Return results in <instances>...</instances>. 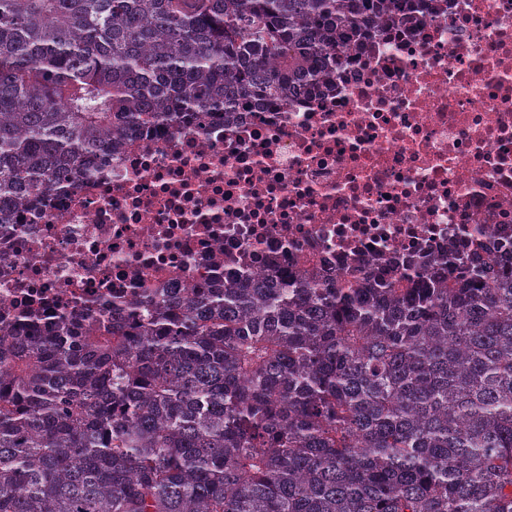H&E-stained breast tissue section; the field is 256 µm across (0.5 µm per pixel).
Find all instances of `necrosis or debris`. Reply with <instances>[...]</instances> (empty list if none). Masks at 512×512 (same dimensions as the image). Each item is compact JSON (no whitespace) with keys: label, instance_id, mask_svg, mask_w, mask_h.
Returning <instances> with one entry per match:
<instances>
[{"label":"necrosis or debris","instance_id":"obj_1","mask_svg":"<svg viewBox=\"0 0 512 512\" xmlns=\"http://www.w3.org/2000/svg\"><path fill=\"white\" fill-rule=\"evenodd\" d=\"M335 73L202 128L133 137L0 229V317L469 248L512 252V0H431Z\"/></svg>","mask_w":512,"mask_h":512}]
</instances>
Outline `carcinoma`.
<instances>
[{
	"instance_id": "obj_1",
	"label": "carcinoma",
	"mask_w": 512,
	"mask_h": 512,
	"mask_svg": "<svg viewBox=\"0 0 512 512\" xmlns=\"http://www.w3.org/2000/svg\"><path fill=\"white\" fill-rule=\"evenodd\" d=\"M409 0H0V225L131 135L319 85ZM161 288L0 326V512H512V267Z\"/></svg>"
}]
</instances>
